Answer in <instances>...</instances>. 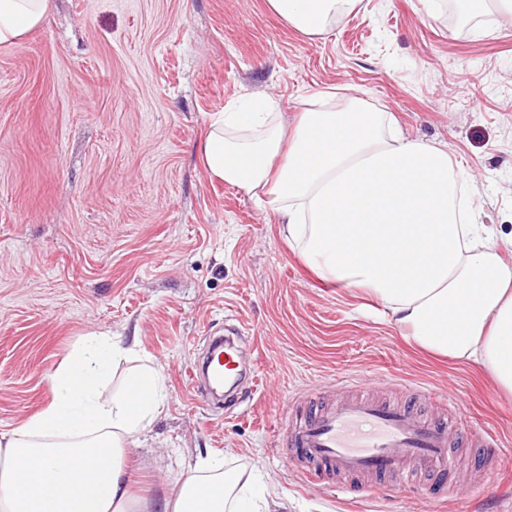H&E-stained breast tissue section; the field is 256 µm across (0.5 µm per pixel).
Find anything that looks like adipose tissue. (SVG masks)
<instances>
[{"mask_svg":"<svg viewBox=\"0 0 512 512\" xmlns=\"http://www.w3.org/2000/svg\"><path fill=\"white\" fill-rule=\"evenodd\" d=\"M359 0H267L315 36ZM47 0H0V45L41 24ZM207 173L267 200L283 241L322 279L361 289L413 345L483 369L512 397V264L495 225L477 220L443 145L409 138L390 113L310 107L285 126L279 101L213 115ZM133 348L110 335L76 346L49 377L52 398L0 431V512H284L270 476L226 477L219 458L186 463L176 487L137 496L127 452L161 412L166 386L148 365L108 393Z\"/></svg>","mask_w":512,"mask_h":512,"instance_id":"adipose-tissue-1","label":"adipose tissue"}]
</instances>
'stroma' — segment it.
Listing matches in <instances>:
<instances>
[{
    "label": "stroma",
    "mask_w": 512,
    "mask_h": 512,
    "mask_svg": "<svg viewBox=\"0 0 512 512\" xmlns=\"http://www.w3.org/2000/svg\"><path fill=\"white\" fill-rule=\"evenodd\" d=\"M452 0H361L319 37L266 0H49L0 46V430L50 400L49 374L91 333L137 341L166 383L130 450L144 495L185 456L259 466L288 512H512V455L444 501L333 497L288 463V402L335 397L344 375L459 392L468 423L512 443V401L472 366L410 347L373 300L327 286L243 190L209 178L213 113L266 93L286 123L304 101L359 97L474 178L480 220L512 232V21L449 15ZM238 319L257 365L250 411L198 398L189 371L209 328Z\"/></svg>",
    "instance_id": "35a3bbf8"
}]
</instances>
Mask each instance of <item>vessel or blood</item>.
I'll return each instance as SVG.
<instances>
[{
  "label": "vessel or blood",
  "instance_id": "b4317fda",
  "mask_svg": "<svg viewBox=\"0 0 512 512\" xmlns=\"http://www.w3.org/2000/svg\"><path fill=\"white\" fill-rule=\"evenodd\" d=\"M236 333H216L206 338L199 366L189 373L194 393L206 400L236 389L239 364ZM405 401L355 397L295 414L286 406L282 414L293 419L289 433V462L302 483L312 484L330 476L331 491L366 492L401 496L422 482L439 488H457L455 447L471 451V468L481 473L503 457L501 434L486 426L460 429L444 417L417 414V402L431 401L452 412H461L456 393H437L426 386L405 382Z\"/></svg>",
  "mask_w": 512,
  "mask_h": 512
}]
</instances>
